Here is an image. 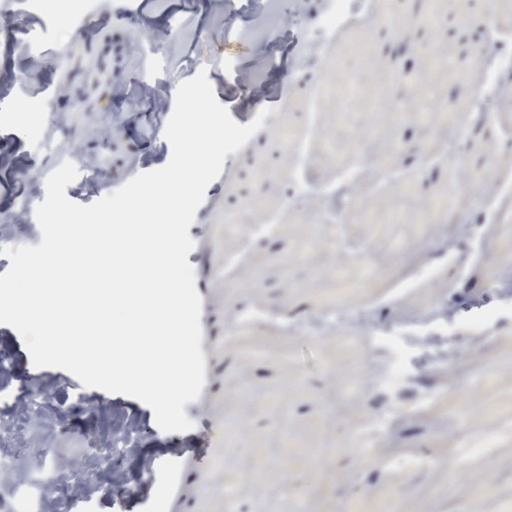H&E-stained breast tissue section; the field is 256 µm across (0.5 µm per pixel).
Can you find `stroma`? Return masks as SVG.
Returning a JSON list of instances; mask_svg holds the SVG:
<instances>
[{
    "instance_id": "1",
    "label": "stroma",
    "mask_w": 512,
    "mask_h": 512,
    "mask_svg": "<svg viewBox=\"0 0 512 512\" xmlns=\"http://www.w3.org/2000/svg\"><path fill=\"white\" fill-rule=\"evenodd\" d=\"M224 2L0 0L11 31L19 33L14 39L0 30V213L25 217L0 233V247L40 244L35 208L45 199L46 177L63 161L78 169L66 195L82 205L164 166L176 88L199 71L238 124L271 107L262 128L226 156L188 229L196 246L187 260L208 326L200 347L213 361L207 385L184 407L194 429L162 432L143 402L83 386L60 368L34 366L19 333L0 324V397L14 403L18 443L51 451L49 469L22 486L0 485V497L24 499L46 488L57 469L83 471L90 441L108 445L134 420L138 451L112 462L135 478L133 490L114 500L107 472L99 492L63 497L66 512H225L229 481L237 512H257L272 497L279 512H295L282 490L286 481L312 487L309 512H386L397 490L413 512H512V444L470 454L457 447L460 435L476 442L495 432L500 420L486 403L512 396V314L491 327L488 339L458 336L446 364L418 379L419 390L442 391L445 424L409 413L371 452L354 450L352 442L366 400L339 408L337 429L324 425L326 399L350 371L365 368L371 340L344 333L293 337L285 329L289 315L317 311L320 297L341 286L385 327L442 301L461 319L494 302L491 279L501 263L512 264V234L480 217L501 192V168L512 166V138L500 132L511 121L505 110L512 107V79L504 83L501 111L476 118L466 107L483 83L476 53L491 44L482 23L512 26V0H440L429 27L420 21L426 0H390L396 28L380 16L354 21L331 52L320 51L316 35L325 0H259L261 23L245 14L229 17ZM159 24L169 33L162 41L151 35ZM306 50L320 51L321 68L299 67ZM439 56L452 60L454 70L437 67ZM346 80L361 89L347 124L337 120L339 96L316 99L320 85ZM255 85L274 92L255 97ZM420 96L459 112L457 158L440 150L441 131L410 118ZM395 107L406 121L394 123ZM287 131L292 140H284ZM328 141L341 146V155L325 149ZM431 143L435 152L419 156L420 146ZM302 175L321 185L349 182L353 199L344 226L321 223L322 200L299 192ZM409 182L416 194L400 199V185ZM451 183L469 200L459 216L475 224L471 237L454 240L442 254V224L390 223L399 203L430 213ZM340 234L362 242L360 259L344 260ZM395 239L405 241L404 252L389 249ZM364 259L373 263V280L361 276ZM254 310L266 319L242 324L241 315ZM483 372L496 377L495 388L473 386ZM74 399L73 428L59 432L54 410ZM280 414L298 447H281L273 428ZM321 444L331 451L311 468L309 450ZM419 451L434 460L427 472L386 465ZM257 463L271 464L268 481L250 477Z\"/></svg>"
}]
</instances>
